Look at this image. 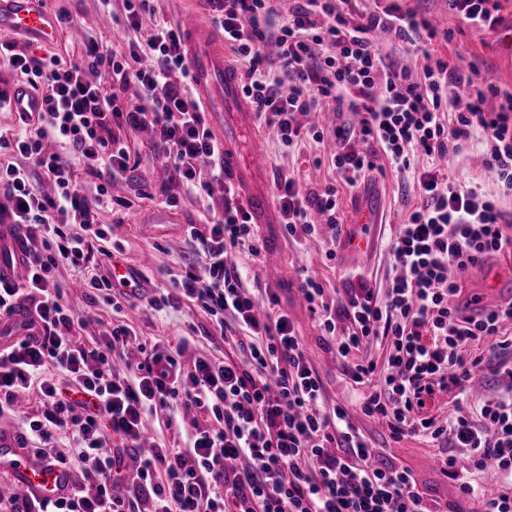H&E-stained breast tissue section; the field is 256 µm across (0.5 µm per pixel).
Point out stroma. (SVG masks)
I'll return each instance as SVG.
<instances>
[{
    "mask_svg": "<svg viewBox=\"0 0 512 512\" xmlns=\"http://www.w3.org/2000/svg\"><path fill=\"white\" fill-rule=\"evenodd\" d=\"M397 2L402 8L436 20L439 30L452 31V41L434 40L435 55L447 60L463 56L465 61L474 62L494 84L512 90V63L501 57L495 31L461 24L449 11L448 0ZM48 4L54 10L66 9L72 27L60 31L52 47H34L35 55L52 51L68 59H78L82 51L74 36L78 30L89 31L116 54L126 53L128 35L121 23L122 0H112L107 10L103 9L100 0H48ZM256 148L266 160L268 181H276L283 175L295 177L318 190L335 186L344 223H351L361 192L369 190L378 195L383 208L382 223L369 255L362 259L349 257L344 250L343 236L334 235L329 226H320L314 237L292 240L279 223L259 225V238L254 247L237 248L232 260L248 276L258 277L262 285L276 293L278 309L288 313L311 355L323 384L326 407L340 405L346 409L351 422L365 434L374 449L376 463L408 469L420 492L428 500L447 506L448 512H477L478 503L460 489L459 475L444 473L437 462L440 452L446 449L445 444L419 435L393 436L386 422L363 413L362 402L369 392L368 386L354 383L334 351L326 347L317 319L299 291V271L304 268L324 283L328 300L342 296L343 283L352 272L366 277L378 295H385L392 277L389 242L399 224L407 220L419 203L413 190L412 172L397 173L386 165L375 169L360 186L352 188L340 183L328 165H314L310 147L287 149L274 133L269 132L257 142ZM449 164L460 182H480L505 219L512 222V192L498 186L473 151L454 155ZM170 194L179 195V206H168L166 197ZM112 195L126 199L127 204L114 207L107 215V222L113 226L108 252L95 255L92 265L104 273L111 269L113 261H121L141 273L146 288L120 296L122 311L116 314L110 305L95 298L93 289L85 284L83 273L58 267L55 277L65 287L71 308L86 321L81 342L93 346L113 325L120 324L149 347L173 345L179 337L190 334L195 338V351L239 361L242 354L237 343L223 338L209 316L195 303L183 299L177 307L157 315L147 308V301L155 295L157 288L167 286L169 273L182 266L186 257V228L203 223L207 218V198L181 194L170 171L161 166L150 170L144 164L139 166L134 177L114 181ZM497 342L494 336L484 338L471 344L465 353L469 359L477 355L483 358L482 363L470 371L474 397L495 396L512 383L506 374L495 372L486 360L489 349Z\"/></svg>",
    "mask_w": 512,
    "mask_h": 512,
    "instance_id": "35a3bbf8",
    "label": "stroma"
}]
</instances>
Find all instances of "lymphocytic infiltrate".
<instances>
[{
	"mask_svg": "<svg viewBox=\"0 0 512 512\" xmlns=\"http://www.w3.org/2000/svg\"><path fill=\"white\" fill-rule=\"evenodd\" d=\"M207 2L225 45L245 67L243 93L282 146L323 142L328 133L300 118L326 103L359 117L357 125L330 133L339 148L328 164L339 180L358 186L382 158L396 172L414 171L421 203L393 239L395 275L386 294L349 279L336 308L307 274L299 290L339 359L387 342L385 368L368 360L348 367L355 383L372 387L364 414L384 419L397 437L451 440L458 453L441 465L448 470L467 461L462 492L481 501V512H512V392L476 409L467 398L456 399L454 415L442 424L418 414L437 389L469 380L464 352L470 344L512 323V303L477 319L462 316L454 303L460 285L452 270L512 248V236L481 187L458 184L443 165L478 142L484 167L512 191V91L475 64L433 57V40H451V32H438L394 2L297 0L283 17L274 0ZM448 8L475 29L499 23V0H448ZM151 10V0H124L128 52L122 56L89 33L76 61L0 46V60L44 104L42 112L20 115L19 132H0V149L25 159L0 165V191L11 202L0 216L25 227L27 238L26 275L0 285V319H11L24 303L32 310L24 336L0 343V411L20 392L38 388L39 408L25 436L33 453L96 476L54 500L19 506L0 498V512H434L406 468L374 463L343 407H324L322 381L292 320L283 311L269 313L275 296L245 286L231 253L254 240L256 227L224 177L223 146L185 76L180 29L164 24L144 31ZM389 44L420 53L421 75L390 60ZM176 72L182 82L173 81ZM491 98L500 101L493 111L485 107ZM147 127L153 153L165 159L183 192L220 204L204 225L188 226L192 259L169 284L221 332L248 337L241 362L204 354L184 362L182 339L114 370L112 356L129 330L115 326L102 343L86 347L78 339L85 322L51 275L62 264L84 267L108 240L112 227L100 215L112 204V181L138 166L121 133ZM71 153L89 161L95 193L80 188ZM43 180L52 195L41 192ZM276 199L288 235H316L315 213L330 227L341 224L335 187L319 192L284 177ZM50 367L62 381L47 379ZM161 411L169 424L185 428L186 446L136 458V475L127 478L125 453L138 447L146 420ZM62 427L75 443L68 455L51 450ZM490 470L506 486L487 500L481 481Z\"/></svg>",
	"mask_w": 512,
	"mask_h": 512,
	"instance_id": "obj_1",
	"label": "lymphocytic infiltrate"
}]
</instances>
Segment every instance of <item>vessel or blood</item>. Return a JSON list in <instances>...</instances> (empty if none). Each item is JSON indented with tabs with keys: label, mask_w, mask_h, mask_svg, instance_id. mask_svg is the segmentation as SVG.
Wrapping results in <instances>:
<instances>
[{
	"label": "vessel or blood",
	"mask_w": 512,
	"mask_h": 512,
	"mask_svg": "<svg viewBox=\"0 0 512 512\" xmlns=\"http://www.w3.org/2000/svg\"><path fill=\"white\" fill-rule=\"evenodd\" d=\"M58 18L46 7V0H0V30L7 29L29 40L52 44L58 34ZM185 61L198 102L208 112L218 137L224 144V174L239 188L246 208L258 224H273L277 218L267 187L258 185L257 174L265 165L261 154H241L237 141L242 132L255 131V119L241 96L240 79L226 60L222 44L210 28L196 19L181 24ZM8 111L39 112L43 109L40 93L24 84L5 90ZM380 220V204L364 197L354 210L356 228L345 236V248L354 257L368 253L372 231ZM25 246L17 225H0V281H19L25 270ZM462 278H480L483 298L469 306L468 314L484 312L512 295V287L492 274H479L476 268L462 271ZM0 471L7 473L10 485L22 498L42 500L66 494L72 488L71 477L62 467L46 459L31 458L15 436L0 432Z\"/></svg>",
	"instance_id": "vessel-or-blood-1"
}]
</instances>
